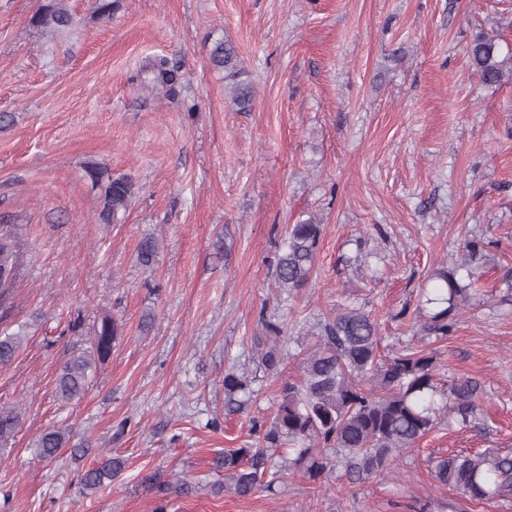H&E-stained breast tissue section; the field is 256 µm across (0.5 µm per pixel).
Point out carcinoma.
Instances as JSON below:
<instances>
[{"label": "carcinoma", "instance_id": "carcinoma-1", "mask_svg": "<svg viewBox=\"0 0 512 512\" xmlns=\"http://www.w3.org/2000/svg\"><path fill=\"white\" fill-rule=\"evenodd\" d=\"M34 23L52 34L69 29L73 15L68 0H50L35 15ZM468 58L482 83L503 82L507 61L499 58L495 39L476 37L468 47ZM213 60L226 70L237 66L235 53L222 42L215 46ZM140 72L144 74L141 83L158 92L167 90L180 77V67L166 57L146 60ZM86 173L92 185L101 189V222L119 223L131 206L132 181L113 179L94 164L86 168ZM320 236V225L311 219L289 228L287 248L276 268L278 288L291 292L305 287L314 270ZM480 251L476 241H466L463 261L436 273V284L423 289L418 308L419 315L425 318L422 328L437 340L448 337L454 318L472 296L480 293L475 271ZM16 261L15 236L0 227V264L9 268L0 296L13 284ZM461 269L467 273L465 285L457 279ZM263 328L264 335L254 337V350L259 366L274 373L284 360L281 327L265 320ZM119 332L118 323L111 316L101 318L92 351L73 355L62 367L56 386L60 400L70 402L85 391L97 364L111 356L112 343ZM314 335L317 343L303 361L302 376L281 390L263 444L230 449L217 458L216 467L224 469V483L218 484L222 491L248 497L260 488H272L287 474L314 482L334 469L343 470L350 484L363 483L392 468L442 420H453L465 427L477 420L481 389L477 380L437 378L433 357L412 346L392 357L381 355L377 321L364 308L347 305L337 310L333 318L317 324ZM23 340L20 333L0 335V365L13 360ZM248 387L247 379L233 371L226 373L227 406L243 407L245 401L237 399V395ZM19 425L17 409L1 406L0 447L15 437ZM69 439L67 429L49 430L38 440V453L52 459ZM285 443L293 449L294 457L281 465L272 463L274 451ZM122 467L123 461L118 457L104 459L83 473V491L100 488L114 479ZM431 477L471 502L508 495L512 493V452L486 449L439 456L432 462ZM144 483L161 500L189 491L185 482H167L155 475L145 477Z\"/></svg>", "mask_w": 512, "mask_h": 512}]
</instances>
